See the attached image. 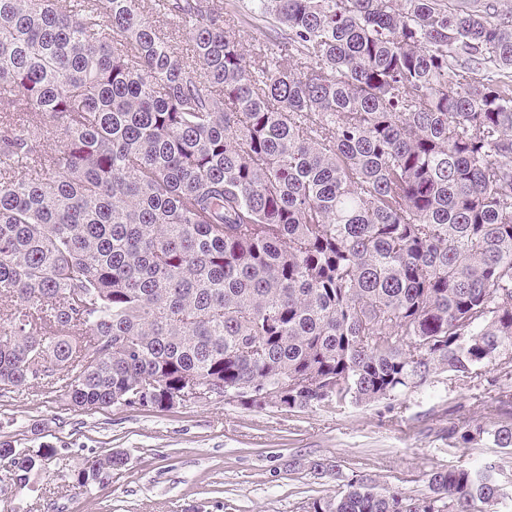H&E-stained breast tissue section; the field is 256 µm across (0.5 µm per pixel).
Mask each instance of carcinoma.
<instances>
[{
  "label": "carcinoma",
  "mask_w": 512,
  "mask_h": 512,
  "mask_svg": "<svg viewBox=\"0 0 512 512\" xmlns=\"http://www.w3.org/2000/svg\"><path fill=\"white\" fill-rule=\"evenodd\" d=\"M247 20L272 23L250 54ZM0 300L1 392L63 370L73 407L164 410L197 377L256 407L288 380V409H341L490 366L448 445L512 448V9L0 0ZM55 454L0 441L20 487ZM310 469L336 494L304 512H495L512 483L507 458L416 494ZM153 18L154 20H159L160 25L168 32L167 34L170 36L171 44L179 54L191 53L192 41L190 34L182 23H179L177 20L173 21L170 17L157 13H153Z\"/></svg>",
  "instance_id": "carcinoma-1"
}]
</instances>
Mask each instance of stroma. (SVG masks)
I'll return each instance as SVG.
<instances>
[{"label":"stroma","mask_w":512,"mask_h":512,"mask_svg":"<svg viewBox=\"0 0 512 512\" xmlns=\"http://www.w3.org/2000/svg\"><path fill=\"white\" fill-rule=\"evenodd\" d=\"M494 396L486 375L468 388L447 376L393 401L336 410L246 408L221 398L159 411L114 405L79 410L52 389L0 397V441L56 456L25 486L0 461V512H298L334 494L336 483L307 469L327 460L385 488H422L429 471L501 458L493 444L452 447L451 428L481 419ZM115 451L125 467L107 489L72 477L88 460Z\"/></svg>","instance_id":"stroma-1"}]
</instances>
